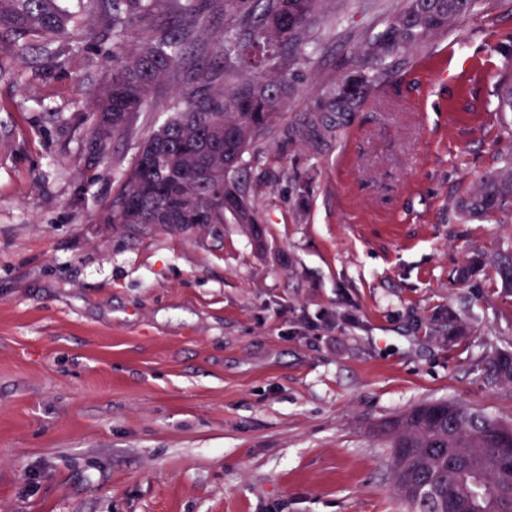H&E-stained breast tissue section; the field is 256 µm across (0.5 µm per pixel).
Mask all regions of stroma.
I'll list each match as a JSON object with an SVG mask.
<instances>
[{"label": "stroma", "mask_w": 512, "mask_h": 512, "mask_svg": "<svg viewBox=\"0 0 512 512\" xmlns=\"http://www.w3.org/2000/svg\"><path fill=\"white\" fill-rule=\"evenodd\" d=\"M405 5L329 0L285 124ZM511 40L512 0H479L387 60L336 139L262 143L261 250L238 224L103 223L137 152L88 147L104 43L50 68L0 51V512H407L380 421L457 398L512 419L481 368L512 351V218L448 209L512 149ZM452 312L473 333L449 339Z\"/></svg>", "instance_id": "1"}]
</instances>
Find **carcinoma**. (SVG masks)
Masks as SVG:
<instances>
[{"label":"carcinoma","mask_w":512,"mask_h":512,"mask_svg":"<svg viewBox=\"0 0 512 512\" xmlns=\"http://www.w3.org/2000/svg\"><path fill=\"white\" fill-rule=\"evenodd\" d=\"M478 0H407L384 29L364 40L367 70L331 86L318 109L300 121L302 136L336 138L333 112H352L383 75L382 65L471 13ZM326 0H0V50L55 63L101 36H112L109 79L91 99V149L134 136L138 115L170 79L182 105L140 143L135 165L104 214L135 234L177 197L196 224H242L256 243L259 185L244 170L257 146L288 138L281 121L307 62V37ZM224 12V37L210 39V16ZM496 110L512 112V79L496 85ZM459 220L512 215V149L477 188L450 203ZM502 288L512 292V251L494 260ZM490 385H512V352L484 361ZM436 421L428 403L382 422L392 485L409 512H512V423L466 400H446Z\"/></svg>","instance_id":"1"}]
</instances>
